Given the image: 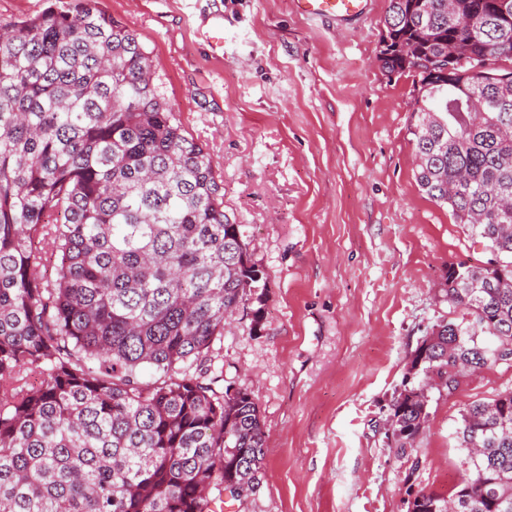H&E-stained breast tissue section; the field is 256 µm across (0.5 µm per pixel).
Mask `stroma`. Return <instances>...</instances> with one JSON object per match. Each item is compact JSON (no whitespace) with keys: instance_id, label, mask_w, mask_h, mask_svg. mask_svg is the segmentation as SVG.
<instances>
[{"instance_id":"35a3bbf8","label":"stroma","mask_w":512,"mask_h":512,"mask_svg":"<svg viewBox=\"0 0 512 512\" xmlns=\"http://www.w3.org/2000/svg\"><path fill=\"white\" fill-rule=\"evenodd\" d=\"M150 52L155 82L224 179L267 276L260 325L239 310L215 346L226 383L258 404L265 460L247 498L215 512H408L461 478L465 403L512 367L432 395L415 447L385 422L411 356L448 319L449 264L482 246L415 179L412 74L376 63L389 0L309 21L290 0H98ZM224 22V45L205 31Z\"/></svg>"}]
</instances>
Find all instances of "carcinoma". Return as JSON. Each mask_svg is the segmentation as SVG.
I'll return each mask as SVG.
<instances>
[{"mask_svg":"<svg viewBox=\"0 0 512 512\" xmlns=\"http://www.w3.org/2000/svg\"><path fill=\"white\" fill-rule=\"evenodd\" d=\"M454 2L475 27L448 0H390L385 17L427 61L497 48L476 80L419 76L418 186L487 258L448 266L462 317L413 351L388 419L403 452L429 417L417 378L452 398L469 375L512 367V70L495 67L512 61V23L499 0ZM381 53L406 73L400 52ZM453 97L476 111H448ZM267 291L224 180L136 35L97 0L0 24V512H213L247 497L262 415L213 360L239 308L258 304L259 325ZM454 438L460 481L418 491L409 512H512V388L465 404Z\"/></svg>","mask_w":512,"mask_h":512,"instance_id":"1","label":"carcinoma"}]
</instances>
